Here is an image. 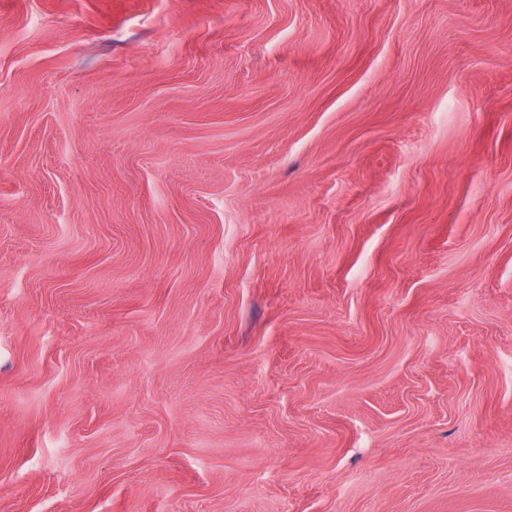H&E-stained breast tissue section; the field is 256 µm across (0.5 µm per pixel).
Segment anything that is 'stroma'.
Masks as SVG:
<instances>
[{
  "label": "stroma",
  "mask_w": 512,
  "mask_h": 512,
  "mask_svg": "<svg viewBox=\"0 0 512 512\" xmlns=\"http://www.w3.org/2000/svg\"><path fill=\"white\" fill-rule=\"evenodd\" d=\"M0 512H512V0H0Z\"/></svg>",
  "instance_id": "obj_1"
}]
</instances>
